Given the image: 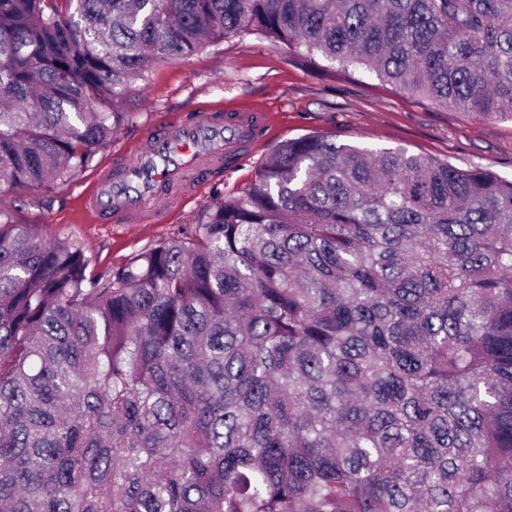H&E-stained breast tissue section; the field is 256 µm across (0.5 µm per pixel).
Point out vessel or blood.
<instances>
[{
	"mask_svg": "<svg viewBox=\"0 0 512 512\" xmlns=\"http://www.w3.org/2000/svg\"><path fill=\"white\" fill-rule=\"evenodd\" d=\"M271 114H225L207 109L190 123L175 122L146 138L139 151L99 172L83 200L88 213H111L124 223H156L162 203H176L196 187L203 170L219 171L264 142Z\"/></svg>",
	"mask_w": 512,
	"mask_h": 512,
	"instance_id": "obj_1",
	"label": "vessel or blood"
}]
</instances>
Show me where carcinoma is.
I'll return each instance as SVG.
<instances>
[{
    "instance_id": "obj_1",
    "label": "carcinoma",
    "mask_w": 512,
    "mask_h": 512,
    "mask_svg": "<svg viewBox=\"0 0 512 512\" xmlns=\"http://www.w3.org/2000/svg\"><path fill=\"white\" fill-rule=\"evenodd\" d=\"M253 36L512 122V0H0V188ZM0 212V512H512V179L284 141L107 275Z\"/></svg>"
}]
</instances>
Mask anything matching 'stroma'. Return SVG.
I'll return each instance as SVG.
<instances>
[{
  "label": "stroma",
  "mask_w": 512,
  "mask_h": 512,
  "mask_svg": "<svg viewBox=\"0 0 512 512\" xmlns=\"http://www.w3.org/2000/svg\"><path fill=\"white\" fill-rule=\"evenodd\" d=\"M260 110L274 116L267 139L230 171L208 176L194 193L164 206L157 224H115L87 215L82 202L98 173L131 154L166 123L201 113ZM131 119L97 151L91 167L66 186L0 193V211L48 238L81 242L89 269L101 274L132 255L180 236L203 210L248 185L284 140L324 134L344 143L403 147L459 168L481 165L512 179V123L471 122L461 114L396 91L367 70L332 76L287 50L254 38L205 44L192 56L150 68L125 100Z\"/></svg>",
  "instance_id": "1"
}]
</instances>
